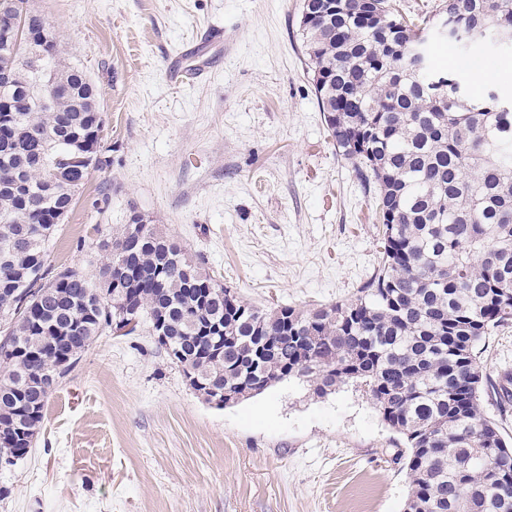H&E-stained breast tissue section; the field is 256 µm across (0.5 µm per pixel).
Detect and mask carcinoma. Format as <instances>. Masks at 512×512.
Instances as JSON below:
<instances>
[{
  "mask_svg": "<svg viewBox=\"0 0 512 512\" xmlns=\"http://www.w3.org/2000/svg\"><path fill=\"white\" fill-rule=\"evenodd\" d=\"M28 0H0V28ZM461 48L501 43L512 0H445ZM391 0H330L302 19L303 52L328 136L378 194L384 251L355 298L300 311L258 309L219 283L147 218L124 224L97 280L53 266L47 244L90 169L107 163L84 70L44 48L0 46L17 80L0 84V465L29 453L22 412L44 418L59 380L112 326L160 323L157 346L210 402L266 374L303 378L318 397L353 382L403 435L405 512H512V448L482 407L477 347L512 323V101L473 97L437 72L425 30ZM56 85L37 103L35 85ZM125 260L137 287H112ZM225 336L224 357L209 354Z\"/></svg>",
  "mask_w": 512,
  "mask_h": 512,
  "instance_id": "cac0c4a2",
  "label": "carcinoma"
}]
</instances>
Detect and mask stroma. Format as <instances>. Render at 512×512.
Masks as SVG:
<instances>
[{"label": "stroma", "instance_id": "obj_1", "mask_svg": "<svg viewBox=\"0 0 512 512\" xmlns=\"http://www.w3.org/2000/svg\"><path fill=\"white\" fill-rule=\"evenodd\" d=\"M91 80L104 119L91 170L50 243L90 278L131 215L255 306L356 295L380 262L377 198L326 131L303 53V0H28ZM221 29L212 40L211 30ZM472 96L512 98V50L432 42ZM178 79H170L172 66ZM497 76L478 81L477 71ZM512 378V324L478 348ZM404 437L354 383L291 377L207 403L149 329L103 333L50 397L28 457L0 467V512H404Z\"/></svg>", "mask_w": 512, "mask_h": 512}]
</instances>
